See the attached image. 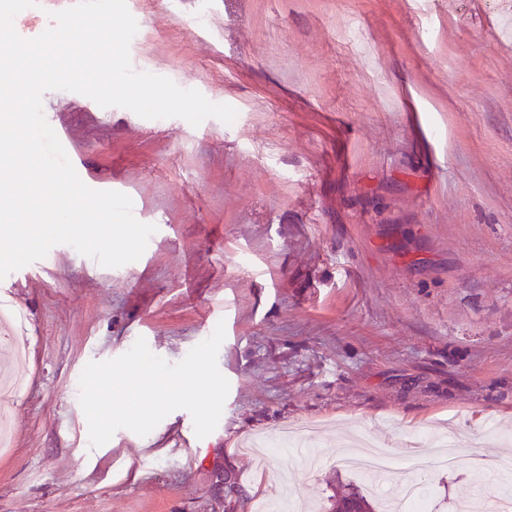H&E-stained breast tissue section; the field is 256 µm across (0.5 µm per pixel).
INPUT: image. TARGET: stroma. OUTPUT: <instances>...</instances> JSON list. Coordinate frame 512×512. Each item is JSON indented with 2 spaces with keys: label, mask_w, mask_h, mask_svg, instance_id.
<instances>
[{
  "label": "stroma",
  "mask_w": 512,
  "mask_h": 512,
  "mask_svg": "<svg viewBox=\"0 0 512 512\" xmlns=\"http://www.w3.org/2000/svg\"><path fill=\"white\" fill-rule=\"evenodd\" d=\"M76 0L14 19L33 39ZM132 67L234 107L144 119L49 90L44 116L89 186L155 225L117 268L59 244L0 280L25 337L0 512H328L352 435L397 455L456 432L422 474L433 512L512 457V0H126ZM224 324L216 429L190 413L91 447L87 363L145 339L180 362ZM308 429L305 462L281 437ZM277 439L264 458L241 451Z\"/></svg>",
  "instance_id": "obj_1"
}]
</instances>
